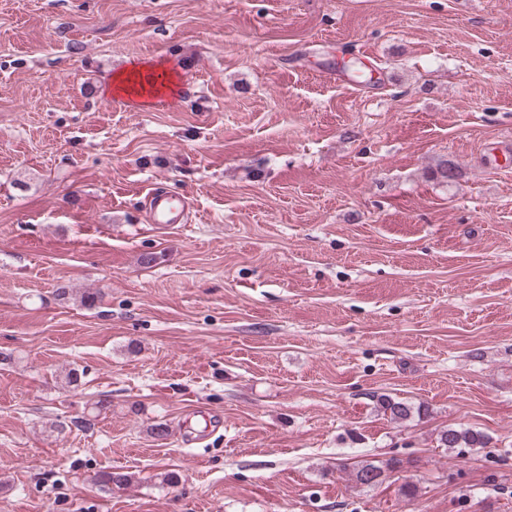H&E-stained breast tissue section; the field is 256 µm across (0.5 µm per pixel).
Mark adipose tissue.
Returning a JSON list of instances; mask_svg holds the SVG:
<instances>
[{"instance_id":"obj_1","label":"adipose tissue","mask_w":512,"mask_h":512,"mask_svg":"<svg viewBox=\"0 0 512 512\" xmlns=\"http://www.w3.org/2000/svg\"><path fill=\"white\" fill-rule=\"evenodd\" d=\"M178 74L174 70L150 64H131L111 77L108 95L121 96L138 106H150L175 92Z\"/></svg>"}]
</instances>
